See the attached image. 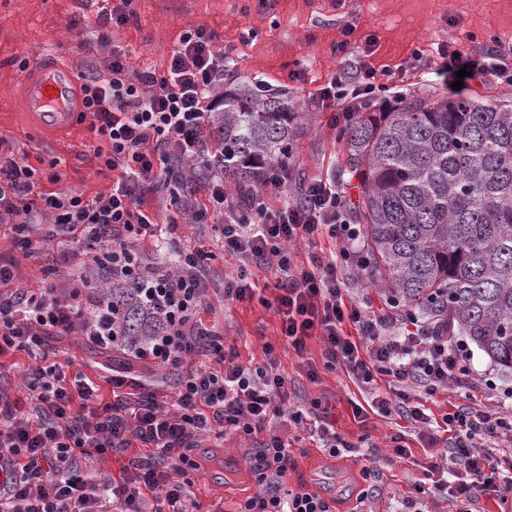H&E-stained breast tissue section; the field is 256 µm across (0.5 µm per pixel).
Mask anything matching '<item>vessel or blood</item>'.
Returning <instances> with one entry per match:
<instances>
[{"label":"vessel or blood","mask_w":512,"mask_h":512,"mask_svg":"<svg viewBox=\"0 0 512 512\" xmlns=\"http://www.w3.org/2000/svg\"><path fill=\"white\" fill-rule=\"evenodd\" d=\"M79 82L77 71L68 68L39 67L28 80V103L54 126L68 125L75 112L71 94Z\"/></svg>","instance_id":"1"}]
</instances>
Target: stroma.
<instances>
[{
  "label": "stroma",
  "mask_w": 512,
  "mask_h": 512,
  "mask_svg": "<svg viewBox=\"0 0 512 512\" xmlns=\"http://www.w3.org/2000/svg\"><path fill=\"white\" fill-rule=\"evenodd\" d=\"M116 2L0 0V133L10 138L14 152L25 153L35 167L59 161L62 189L87 198L107 191L112 183L111 172L101 168L95 154L96 130L81 121L69 129L54 130L28 112L26 76L18 63L51 53L79 75L108 76L109 57L89 55L82 49L83 44L96 42L103 31L124 52L129 74L160 76L181 34L202 28L215 35L226 55L217 91L253 82L287 90L302 125L290 176L281 190L269 194L275 205L296 197L300 185L313 178L334 181L346 200L358 195L354 184L339 177L346 142L331 109L317 100L318 90L345 68L336 51L338 42L346 40L354 47L370 44L369 61L381 72L412 66L403 88L407 94L431 99L459 94L494 101L512 99V83L493 74L458 90L444 86L433 62L441 43L470 54L496 40L505 46L512 44V0H135L125 23L102 27L104 12ZM149 199L158 223L179 225L182 243L201 244L209 251L215 291L201 318L205 325L223 330L225 351L234 353L240 364L252 366L265 360L266 344L276 345V359L288 377L293 402L322 400L329 424L356 445L354 451L333 456L322 448L314 426L288 429L295 458L288 471V488L302 486L318 494L332 512H501L503 505L495 493L479 487L466 505L418 493L429 451L419 426L395 414L355 416L354 404L369 403L371 393L359 388L344 369L326 367L319 337L307 339L300 353L281 345L279 321L266 306L278 293L279 272L273 268L259 272L251 301H225L221 289L225 277L236 275L237 259L225 254L221 239L207 227L195 224L172 187L157 186ZM50 344L52 359L84 373L100 384L104 396H111L107 382L112 374L110 357L95 352L76 336H57ZM472 368L475 374L492 379L494 390L472 395L464 389L451 390L430 396L413 386L409 392L437 422L465 404L478 410L501 408L500 393L512 391V379L504 377L479 350L473 353ZM311 369L316 370V379L308 378ZM396 437L410 453L385 460ZM265 438L261 432L247 440L229 434L221 441H204L193 451L199 467L187 477L191 496L215 505L217 512H236L239 502L257 490L248 461L253 448ZM373 458L379 469L375 483L363 472Z\"/></svg>",
  "instance_id": "35a3bbf8"
}]
</instances>
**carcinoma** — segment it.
I'll use <instances>...</instances> for the list:
<instances>
[{"instance_id": "cac0c4a2", "label": "carcinoma", "mask_w": 512, "mask_h": 512, "mask_svg": "<svg viewBox=\"0 0 512 512\" xmlns=\"http://www.w3.org/2000/svg\"><path fill=\"white\" fill-rule=\"evenodd\" d=\"M300 115L284 90L226 92L171 181L193 197L209 179L235 191L288 173ZM340 170L358 181L365 265L396 308L464 336L512 375V104L458 96L401 101L344 125ZM138 288H104L102 320L128 346L153 335Z\"/></svg>"}]
</instances>
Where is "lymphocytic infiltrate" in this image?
Instances as JSON below:
<instances>
[{
  "label": "lymphocytic infiltrate",
  "instance_id": "obj_1",
  "mask_svg": "<svg viewBox=\"0 0 512 512\" xmlns=\"http://www.w3.org/2000/svg\"><path fill=\"white\" fill-rule=\"evenodd\" d=\"M351 58L349 72L332 76L318 99L336 111V122L352 120L370 109L378 73L368 64L369 47L338 46ZM436 72L453 81L459 69L473 77L495 73L512 81V54L493 46L467 54L447 44L436 49ZM111 78L91 76L81 85V119L96 129L105 145L96 154L116 172L111 187L93 199L55 190L62 174L56 162L47 169L13 153L0 160V224L10 226L11 245L0 252V353L44 347L49 336H83L97 343V313L89 301L99 277L120 284L132 277L146 281L143 303L161 319V335L135 345L131 356L166 366L174 378V399L159 401L146 390L127 393L122 374L111 376V400L82 375L67 377L62 366L47 362L32 368L23 381L31 410L0 395V512H211L191 497L185 477L197 469L192 450L207 438L236 434L268 437L249 459L258 490L238 512H331L329 504L306 490L287 489L284 478L294 462L283 429L314 419L318 438L331 455L349 452L352 442L327 421L321 400L292 407L288 379L281 373L273 345L264 363L246 367L225 352L223 338L204 327L199 313L209 291V255L183 246L169 262L144 258L142 243L163 244L175 224L155 223L146 192L165 181L172 157L191 154L211 105L215 82L224 72V51L213 34L187 30L169 54L163 76L129 77L120 54H113ZM52 191L45 192L41 183ZM284 176H270L263 188L246 197L206 184L204 213L239 261L236 278L225 282L224 298L249 301L256 271L274 267L282 279L271 305L285 345L303 350L320 337L328 367L343 368L359 386L373 393L377 412L398 414L428 428L430 418L405 389L421 385L429 393L452 388L477 392L490 380L473 377L464 341L447 331L396 315L389 305L361 307L346 302L341 267L361 264L349 243L358 225L344 216L345 201L335 183L315 179L295 199L271 205L267 189L281 188ZM51 226H44V218ZM327 233L344 247L334 258L296 264L298 243ZM67 238L78 267L63 283L42 288L18 284L16 254L49 255L51 243ZM388 390L375 392L378 377ZM448 438V477L433 481L430 492L464 502L474 488L512 501V456L485 451L490 437L512 434V415L494 409L457 407L444 420ZM139 442L146 458L124 469L120 478L90 481L77 457L94 459Z\"/></svg>",
  "mask_w": 512,
  "mask_h": 512
}]
</instances>
